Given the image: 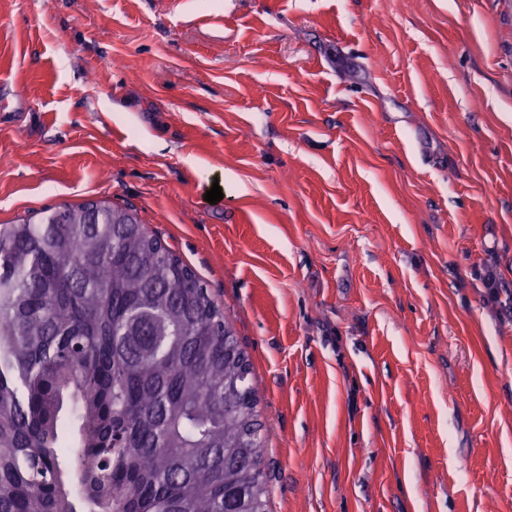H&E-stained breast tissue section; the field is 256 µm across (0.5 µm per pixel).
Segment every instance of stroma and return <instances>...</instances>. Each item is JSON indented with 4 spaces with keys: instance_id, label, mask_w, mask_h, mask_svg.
I'll list each match as a JSON object with an SVG mask.
<instances>
[{
    "instance_id": "1",
    "label": "stroma",
    "mask_w": 512,
    "mask_h": 512,
    "mask_svg": "<svg viewBox=\"0 0 512 512\" xmlns=\"http://www.w3.org/2000/svg\"><path fill=\"white\" fill-rule=\"evenodd\" d=\"M90 201L223 310L267 512H512V0H0V224ZM483 286L487 289L484 295L486 304L492 303L501 311L512 313V290L504 287L496 271L493 269L486 271Z\"/></svg>"
}]
</instances>
